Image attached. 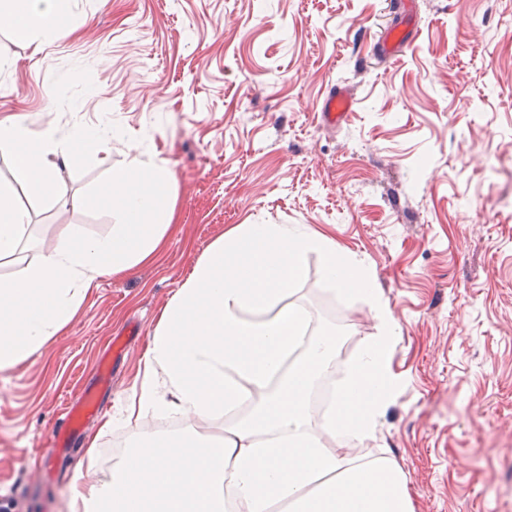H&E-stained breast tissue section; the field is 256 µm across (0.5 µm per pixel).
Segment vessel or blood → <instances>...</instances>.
I'll return each instance as SVG.
<instances>
[{"instance_id":"vessel-or-blood-1","label":"vessel or blood","mask_w":512,"mask_h":512,"mask_svg":"<svg viewBox=\"0 0 512 512\" xmlns=\"http://www.w3.org/2000/svg\"><path fill=\"white\" fill-rule=\"evenodd\" d=\"M417 40L411 29L397 27L389 30L380 44V52L386 57H396L402 48L412 46ZM356 99L346 87L332 86L319 101V114L324 124L336 126L353 112ZM112 363L101 358L95 385L86 387L80 398L71 405L61 424L53 426L49 438L60 453H69L83 434L89 419L104 411L103 394L111 384Z\"/></svg>"}]
</instances>
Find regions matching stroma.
<instances>
[{
    "label": "stroma",
    "instance_id": "1",
    "mask_svg": "<svg viewBox=\"0 0 512 512\" xmlns=\"http://www.w3.org/2000/svg\"><path fill=\"white\" fill-rule=\"evenodd\" d=\"M400 0H73L42 49L0 29V117L34 135L109 123L97 154L61 166L54 197L25 190L31 243L0 277L69 232L103 236L98 190L143 148L177 188L155 259L104 276L60 336L0 370V512H70L85 449L47 440L115 336L109 414L141 373L142 340L217 238L242 224H305L363 258L400 327L389 358L404 393L374 445L403 472L414 512H512V0H414V51L380 63ZM351 86L347 123L317 119ZM298 285L344 345L376 321L310 255ZM47 459L44 478L35 457Z\"/></svg>",
    "mask_w": 512,
    "mask_h": 512
}]
</instances>
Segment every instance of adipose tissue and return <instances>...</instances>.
Returning <instances> with one entry per match:
<instances>
[{"label":"adipose tissue","mask_w":512,"mask_h":512,"mask_svg":"<svg viewBox=\"0 0 512 512\" xmlns=\"http://www.w3.org/2000/svg\"><path fill=\"white\" fill-rule=\"evenodd\" d=\"M71 0H0V28L30 43L54 35ZM112 136L93 127L33 138L19 119H0V153L24 182L52 196L57 161L97 153ZM106 208L111 234L60 237L38 263L0 279V368L61 335L85 293L105 275L149 262L175 219L169 171L141 152L113 171ZM20 188L0 184V258L13 257L29 223ZM326 281L360 294L378 326L338 388L320 429L309 399L336 368L334 334L314 328L296 297L309 254ZM399 326L363 262L304 224H244L215 240L163 309L126 414L128 427L160 414L185 427L156 432L109 475L72 488L71 512H413L405 481L385 449L369 453L386 408L403 391L386 355Z\"/></svg>","instance_id":"1"}]
</instances>
